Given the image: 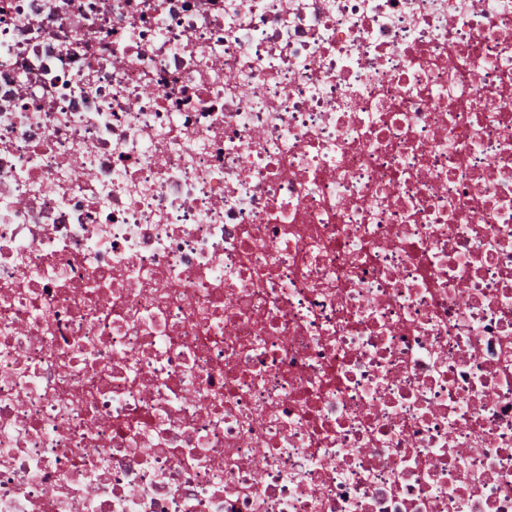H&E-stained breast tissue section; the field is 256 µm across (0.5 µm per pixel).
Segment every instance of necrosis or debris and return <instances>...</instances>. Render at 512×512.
Returning <instances> with one entry per match:
<instances>
[{
  "label": "necrosis or debris",
  "mask_w": 512,
  "mask_h": 512,
  "mask_svg": "<svg viewBox=\"0 0 512 512\" xmlns=\"http://www.w3.org/2000/svg\"><path fill=\"white\" fill-rule=\"evenodd\" d=\"M0 512H512V0H0Z\"/></svg>",
  "instance_id": "necrosis-or-debris-1"
}]
</instances>
